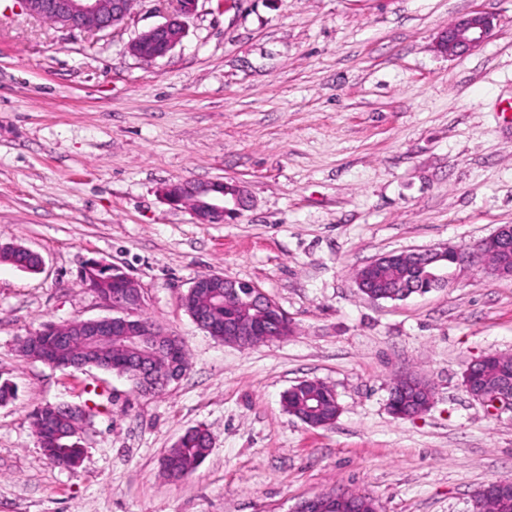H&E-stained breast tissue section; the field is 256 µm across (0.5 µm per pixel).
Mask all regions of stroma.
Wrapping results in <instances>:
<instances>
[{
	"label": "stroma",
	"mask_w": 512,
	"mask_h": 512,
	"mask_svg": "<svg viewBox=\"0 0 512 512\" xmlns=\"http://www.w3.org/2000/svg\"><path fill=\"white\" fill-rule=\"evenodd\" d=\"M171 9L136 0L105 35L0 0V245L44 261L0 263V379L17 386L0 405V512H292L332 491L380 512H472L478 487L512 478V412L463 383L469 364L512 355V278L465 266L447 287L374 301L354 274L512 224V0H199L179 45L134 56ZM474 10L493 16L491 39L437 52ZM216 179L244 185L250 208L199 224L162 195ZM92 257L123 267L145 315L184 341L188 369L165 392L17 357L43 322L110 315L78 278ZM211 272L260 288L292 333L239 347L200 329L182 297ZM407 372L433 400L401 419L388 399ZM302 380L335 391L331 427L283 410ZM95 387L79 467L52 465L31 410ZM196 426L208 457L167 481L164 455ZM0 260L29 272L39 269L40 255L22 245H1Z\"/></svg>",
	"instance_id": "1"
}]
</instances>
